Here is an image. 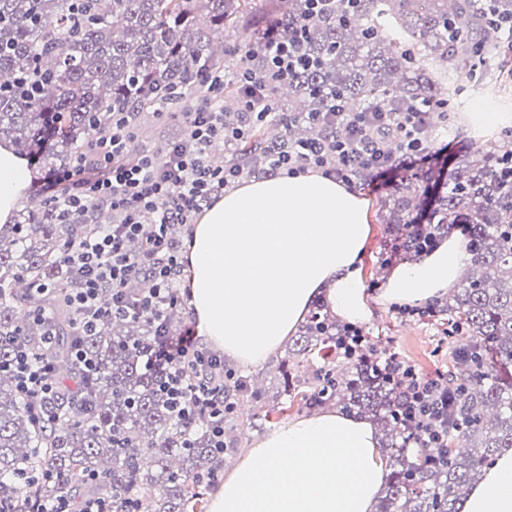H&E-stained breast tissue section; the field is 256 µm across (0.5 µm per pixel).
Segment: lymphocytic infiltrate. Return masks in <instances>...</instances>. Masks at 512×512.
Wrapping results in <instances>:
<instances>
[{"instance_id": "f902f5d3", "label": "lymphocytic infiltrate", "mask_w": 512, "mask_h": 512, "mask_svg": "<svg viewBox=\"0 0 512 512\" xmlns=\"http://www.w3.org/2000/svg\"><path fill=\"white\" fill-rule=\"evenodd\" d=\"M426 113L423 107L414 112H348L335 102L322 115L329 136L295 144L271 164L288 175L320 169L344 182L364 166L374 182L384 185L395 168L411 171L431 160L420 130ZM136 125L135 113H113L109 129L94 138L81 159L40 184L61 212L89 224L86 233L65 241L62 249L64 264L77 278L68 305L82 336L95 335L116 316L162 317L173 302L170 285L182 267L180 245L168 235L170 225L191 223L204 205L242 176L239 169L216 168L209 162L213 142L229 148L244 134L240 127L226 129L224 115L215 107L188 112L182 135L161 156L129 151ZM387 134L402 147L399 164L389 161L383 142ZM206 360L195 329L188 326L164 333L147 364L167 370V385L179 392L183 412L211 418L213 443L220 448L224 398L191 375ZM0 367L10 371L21 393L33 398L53 394L59 386L46 358L19 345ZM385 369L405 382L400 417L428 426L431 443L440 446L448 416L447 385L418 377L393 356L386 358Z\"/></svg>"}]
</instances>
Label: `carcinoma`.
Wrapping results in <instances>:
<instances>
[{
    "label": "carcinoma",
    "mask_w": 512,
    "mask_h": 512,
    "mask_svg": "<svg viewBox=\"0 0 512 512\" xmlns=\"http://www.w3.org/2000/svg\"><path fill=\"white\" fill-rule=\"evenodd\" d=\"M314 3L279 0L263 12L260 0H0V141L30 154L52 134L38 161L66 169L112 112L206 93L203 76L237 58L236 82L265 80L279 114L251 124L226 164L245 175L272 174L274 153L327 133L304 113L325 112L335 98L349 112L429 104L428 140L448 120L441 93L448 75L471 76L484 57L512 72L493 36L512 21V0ZM248 15L253 33L230 39ZM269 44L296 49L298 73L272 75ZM429 62L439 66L435 77ZM283 121L288 138L267 140L265 127ZM382 209L403 253L418 252L424 233L458 224L472 241L459 288L442 304L451 332L464 340L448 374V444L429 448L418 426L402 424L401 381L384 370L372 340L341 348L349 326L331 320L320 302L278 365L285 405L262 403L255 416L268 422L297 398L309 409L333 405L370 416L384 434L388 469L375 512H458L485 469L512 448V144L462 155L441 177L431 168L403 175ZM83 229L44 199L16 223L0 224V363L17 344L41 349L38 310L51 318L56 366L67 370L44 420L0 370V502L35 494L52 500L65 491L110 501L112 512H189L237 452L235 409L245 397L257 400L253 375L202 371L211 386L224 385L233 408L224 413V447L214 448L210 420L177 416L167 372L146 367L159 323L114 319L94 336L75 335L66 297L73 275L61 247ZM40 285L47 291L35 292ZM76 346L92 359L91 370L73 363Z\"/></svg>",
    "instance_id": "1"
}]
</instances>
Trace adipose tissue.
Listing matches in <instances>:
<instances>
[{"label": "adipose tissue", "instance_id": "adipose-tissue-1", "mask_svg": "<svg viewBox=\"0 0 512 512\" xmlns=\"http://www.w3.org/2000/svg\"><path fill=\"white\" fill-rule=\"evenodd\" d=\"M31 182L24 158L0 144V224ZM368 201L315 172L250 180L202 211L186 242L187 288L198 327L243 365L266 359L298 328L317 294L331 312L368 318L357 262ZM469 254L456 237L396 266L381 291L423 302L459 282ZM385 473L373 425L333 410L264 434L227 473L211 512H372ZM462 512H512V449L469 493Z\"/></svg>", "mask_w": 512, "mask_h": 512}]
</instances>
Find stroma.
I'll list each match as a JSON object with an SVG mask.
<instances>
[{"mask_svg":"<svg viewBox=\"0 0 512 512\" xmlns=\"http://www.w3.org/2000/svg\"><path fill=\"white\" fill-rule=\"evenodd\" d=\"M454 115L451 137L435 134L432 150L443 153L445 159L472 151L475 140L469 114L483 106L493 112L508 113V128L512 129V78L502 76L497 60H487L474 78L458 77L447 96ZM181 110L168 108L164 113H145L134 139L136 149H158L176 139L184 126ZM353 187L369 202L370 234L358 263L359 275L371 308L368 322L361 326L365 335L378 344L379 351L397 354L399 359L413 365L420 376L433 377L451 370V356L458 346L456 338L448 334V318L441 314L403 316L393 304L382 302L380 293L390 266L394 236L382 219L381 202L385 189H373L369 182H354ZM395 256V255H392ZM404 262L406 254L395 256Z\"/></svg>","mask_w":512,"mask_h":512,"instance_id":"1","label":"stroma"}]
</instances>
